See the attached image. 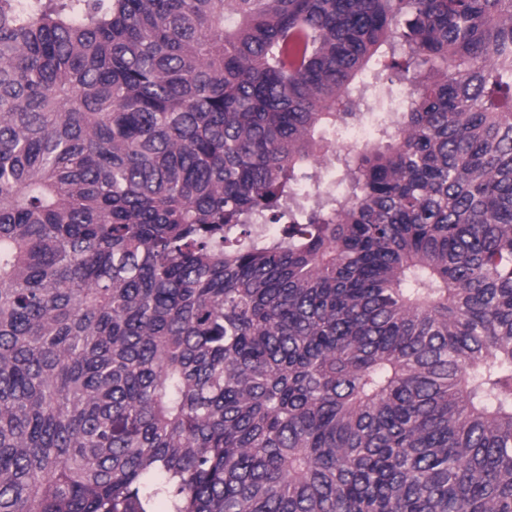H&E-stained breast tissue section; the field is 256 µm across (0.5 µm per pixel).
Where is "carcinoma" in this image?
I'll return each mask as SVG.
<instances>
[{
  "instance_id": "1",
  "label": "carcinoma",
  "mask_w": 512,
  "mask_h": 512,
  "mask_svg": "<svg viewBox=\"0 0 512 512\" xmlns=\"http://www.w3.org/2000/svg\"><path fill=\"white\" fill-rule=\"evenodd\" d=\"M158 500L512 512V0H0V512Z\"/></svg>"
}]
</instances>
